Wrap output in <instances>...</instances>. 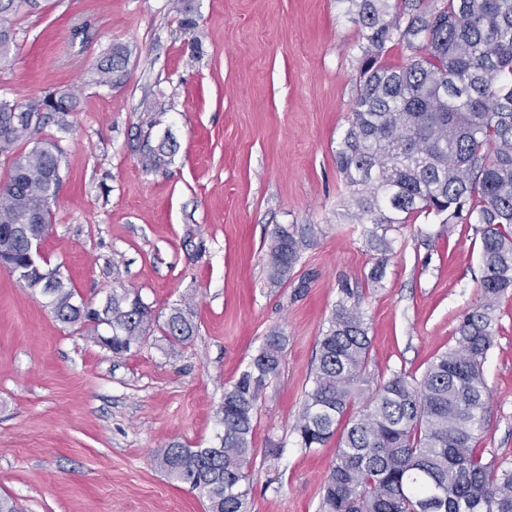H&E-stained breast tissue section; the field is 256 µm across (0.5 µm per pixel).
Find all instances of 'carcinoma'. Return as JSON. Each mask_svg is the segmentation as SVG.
Segmentation results:
<instances>
[{
  "label": "carcinoma",
  "mask_w": 512,
  "mask_h": 512,
  "mask_svg": "<svg viewBox=\"0 0 512 512\" xmlns=\"http://www.w3.org/2000/svg\"><path fill=\"white\" fill-rule=\"evenodd\" d=\"M336 0L363 33L360 80L348 127L336 146L346 195L336 216L360 224L371 247L392 250L387 231L426 211L445 224H470L481 242V298L457 328L454 348L417 377L397 372L370 389L364 378L370 339L360 296L341 289L318 338L313 386L294 426L297 443L319 448L345 424L324 482L319 512H512V467L486 461L475 443L484 429L488 390L482 361L497 335L499 301L512 290V0ZM32 0H0V62L15 43V22ZM396 43L406 62H381ZM121 48L93 67L99 85L118 82ZM73 94L48 92L26 103L0 104V234L11 237L13 265L32 288L44 266L37 244L49 235L62 148L38 139L46 121L67 129ZM31 145L24 150L23 146ZM173 146L144 152L142 164H167ZM308 246L279 226L267 253L269 277L288 280ZM47 304L69 326L94 323V336L120 357L147 338L157 315L141 295L112 290L105 311L76 302L64 282ZM166 336L186 344L195 326L175 307ZM287 336L271 331L217 410L218 443L188 448L173 442L154 464L205 500L207 512H249L248 466L257 401L280 371ZM359 410H354L357 402Z\"/></svg>",
  "instance_id": "carcinoma-1"
}]
</instances>
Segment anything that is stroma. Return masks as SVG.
<instances>
[{
  "label": "stroma",
  "mask_w": 512,
  "mask_h": 512,
  "mask_svg": "<svg viewBox=\"0 0 512 512\" xmlns=\"http://www.w3.org/2000/svg\"><path fill=\"white\" fill-rule=\"evenodd\" d=\"M184 3L37 0L0 65V98L63 88L80 99L67 132L52 122L40 132L64 149L43 255L89 307L129 288L160 320L118 358L0 268V496L24 512H206L152 455L216 444L225 388L274 330L288 341L257 403L250 512H319L337 443L300 448L293 427L342 287L361 296L373 382L423 374L478 299L471 226L415 214L388 231L383 258L360 225L336 220V145L363 44L336 0ZM115 47L128 51L121 83H91ZM165 138L168 164L145 169L144 145ZM279 225L309 245L277 285L266 253ZM182 305L197 327L187 345L161 326ZM496 315L477 449L512 466V294Z\"/></svg>",
  "instance_id": "stroma-1"
}]
</instances>
